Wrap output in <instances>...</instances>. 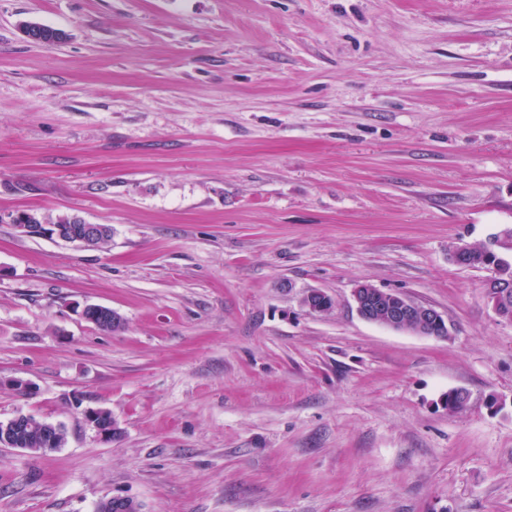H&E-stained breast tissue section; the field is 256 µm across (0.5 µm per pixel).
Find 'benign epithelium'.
Returning a JSON list of instances; mask_svg holds the SVG:
<instances>
[{
	"mask_svg": "<svg viewBox=\"0 0 512 512\" xmlns=\"http://www.w3.org/2000/svg\"><path fill=\"white\" fill-rule=\"evenodd\" d=\"M52 233L66 242L79 243L97 248L105 236L101 224H89L76 217L71 224H54ZM358 313L365 320L384 325L394 330H418L426 332L432 326L444 325L442 316L432 307L416 303L395 292H384L370 285H361L353 292ZM303 304L312 312L322 313L332 307L331 299L317 290L308 292ZM86 420L94 425L104 437L112 438V418L104 409H87ZM30 423V416L20 414L0 428V447L17 448L13 429Z\"/></svg>",
	"mask_w": 512,
	"mask_h": 512,
	"instance_id": "7a95c632",
	"label": "benign epithelium"
}]
</instances>
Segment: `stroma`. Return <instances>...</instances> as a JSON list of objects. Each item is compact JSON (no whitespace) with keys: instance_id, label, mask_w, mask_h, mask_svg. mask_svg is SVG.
<instances>
[{"instance_id":"stroma-1","label":"stroma","mask_w":512,"mask_h":512,"mask_svg":"<svg viewBox=\"0 0 512 512\" xmlns=\"http://www.w3.org/2000/svg\"><path fill=\"white\" fill-rule=\"evenodd\" d=\"M510 229L512 0H0V422L66 432L0 512H512V321L449 258ZM72 217H62L56 224H51L52 234L66 242L79 243L85 247L98 248L104 239L105 228L108 231L103 242L106 243L112 237L111 227L102 224H89L75 217L73 224H69ZM358 313L365 320L394 330L428 332L443 326L442 316L431 306L416 303L395 292H384L371 285H360L353 292Z\"/></svg>"}]
</instances>
